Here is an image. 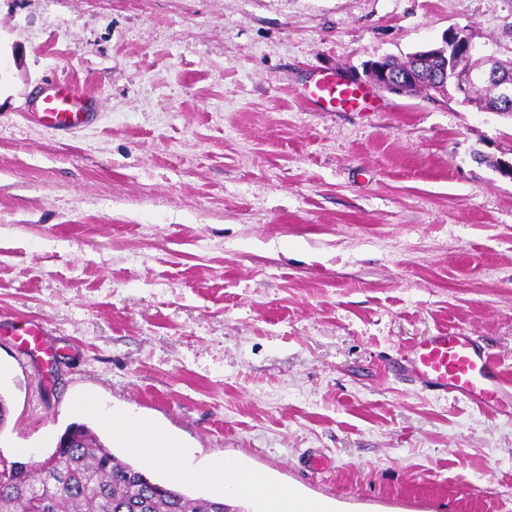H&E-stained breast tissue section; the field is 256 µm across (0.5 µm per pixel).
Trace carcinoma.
<instances>
[{
  "label": "carcinoma",
  "mask_w": 512,
  "mask_h": 512,
  "mask_svg": "<svg viewBox=\"0 0 512 512\" xmlns=\"http://www.w3.org/2000/svg\"><path fill=\"white\" fill-rule=\"evenodd\" d=\"M391 65L416 66L423 84L444 77L443 62L420 66L414 56ZM473 100L512 119V104L498 101L487 85L472 88ZM224 512L219 498H191L179 487L152 481L136 465L112 453L85 424L73 423L55 449L35 462L10 461L0 475V512Z\"/></svg>",
  "instance_id": "cac0c4a2"
}]
</instances>
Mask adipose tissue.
Here are the masks:
<instances>
[{"instance_id":"ef3b65f1","label":"adipose tissue","mask_w":512,"mask_h":512,"mask_svg":"<svg viewBox=\"0 0 512 512\" xmlns=\"http://www.w3.org/2000/svg\"><path fill=\"white\" fill-rule=\"evenodd\" d=\"M102 424L111 431L113 442L163 465L174 477L202 478L227 494H251L256 512H323L320 504L302 499L290 490L271 486L263 475L252 471L244 461L218 458L205 469H196L188 462V450L182 449L161 431L131 416L115 413L104 417Z\"/></svg>"}]
</instances>
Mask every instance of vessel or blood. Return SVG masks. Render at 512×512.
Wrapping results in <instances>:
<instances>
[{
	"instance_id": "1",
	"label": "vessel or blood",
	"mask_w": 512,
	"mask_h": 512,
	"mask_svg": "<svg viewBox=\"0 0 512 512\" xmlns=\"http://www.w3.org/2000/svg\"><path fill=\"white\" fill-rule=\"evenodd\" d=\"M308 94L324 109H359L365 103L364 91L336 73L314 79ZM94 118L86 98L64 85L51 87L33 113L36 123L61 132L80 128ZM397 372L432 392L455 393L481 407L488 406L491 396L507 391L496 361L479 337L448 329L420 339L410 356L398 364Z\"/></svg>"
}]
</instances>
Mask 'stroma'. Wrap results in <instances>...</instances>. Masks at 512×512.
Masks as SVG:
<instances>
[{
	"mask_svg": "<svg viewBox=\"0 0 512 512\" xmlns=\"http://www.w3.org/2000/svg\"><path fill=\"white\" fill-rule=\"evenodd\" d=\"M512 0H0V451L103 415L247 458L335 512H512V397L393 376L479 336L512 377V121L379 90L450 28L512 56ZM336 71L370 109L300 95ZM64 79L97 125L25 112ZM39 330L38 338L28 330ZM368 71L379 88L393 94L406 93V86L411 80L410 75L390 73V70L384 66L383 58L371 62Z\"/></svg>",
	"mask_w": 512,
	"mask_h": 512,
	"instance_id": "stroma-1",
	"label": "stroma"
}]
</instances>
